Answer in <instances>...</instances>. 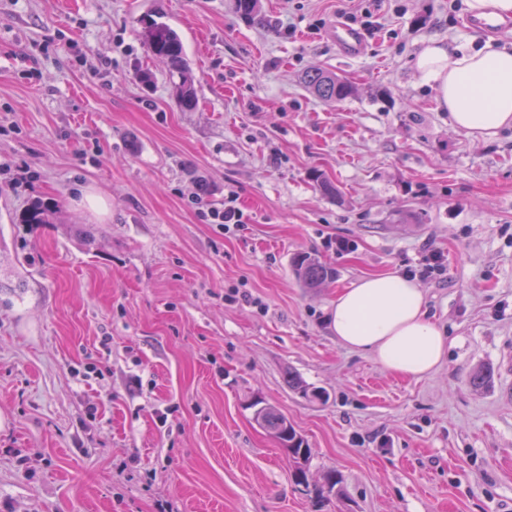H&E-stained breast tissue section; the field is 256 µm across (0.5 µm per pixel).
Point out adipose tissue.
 Returning <instances> with one entry per match:
<instances>
[{
  "label": "adipose tissue",
  "instance_id": "obj_1",
  "mask_svg": "<svg viewBox=\"0 0 512 512\" xmlns=\"http://www.w3.org/2000/svg\"><path fill=\"white\" fill-rule=\"evenodd\" d=\"M416 65L457 131L488 140L512 128V48L488 45L458 54L432 40ZM330 329L341 345L405 379L430 374L448 352V337L428 316L422 288L398 274H371L339 289Z\"/></svg>",
  "mask_w": 512,
  "mask_h": 512
}]
</instances>
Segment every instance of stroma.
Here are the masks:
<instances>
[{
  "label": "stroma",
  "mask_w": 512,
  "mask_h": 512,
  "mask_svg": "<svg viewBox=\"0 0 512 512\" xmlns=\"http://www.w3.org/2000/svg\"><path fill=\"white\" fill-rule=\"evenodd\" d=\"M370 3L256 0L257 25L237 0H0V512H512V129L454 130L416 69L424 41L504 34L468 29L465 0H381L343 56L333 24ZM313 67L354 95H313ZM36 199L51 223H24ZM228 201L243 230L200 219ZM300 253L335 278L302 287ZM375 272L418 274L449 339L431 375L333 336L337 289ZM256 399L313 448L306 483ZM149 52L155 57L168 60L172 72L178 77L175 84L180 102L191 107L195 102V77L183 54V46L177 32L163 22L151 21L146 30Z\"/></svg>",
  "instance_id": "35a3bbf8"
}]
</instances>
